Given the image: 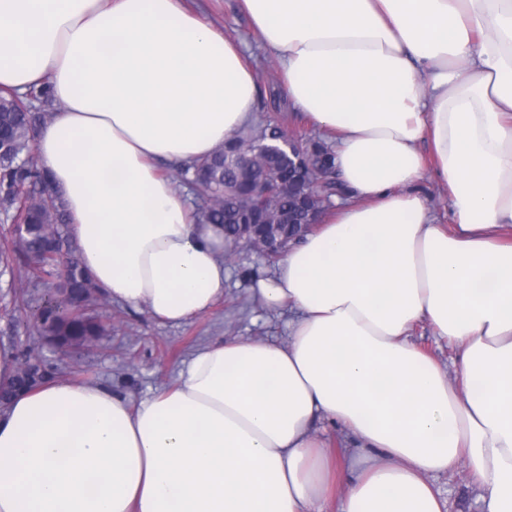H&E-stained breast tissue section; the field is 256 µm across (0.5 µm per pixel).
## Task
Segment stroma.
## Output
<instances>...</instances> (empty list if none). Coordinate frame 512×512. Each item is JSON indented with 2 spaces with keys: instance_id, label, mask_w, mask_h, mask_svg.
I'll return each mask as SVG.
<instances>
[{
  "instance_id": "1",
  "label": "stroma",
  "mask_w": 512,
  "mask_h": 512,
  "mask_svg": "<svg viewBox=\"0 0 512 512\" xmlns=\"http://www.w3.org/2000/svg\"><path fill=\"white\" fill-rule=\"evenodd\" d=\"M188 3L207 14L225 34L250 46L258 75L257 97L281 91V82L266 75L275 62L261 49L240 0ZM225 266L227 288L223 298L210 311L180 325L160 322L146 308L134 309L99 297L98 310L111 324L112 333L93 351L63 358L65 374L74 373L84 381L110 386L135 401L151 391L172 386L182 361L199 345L217 340L287 342L290 312L267 310L254 295L257 278L271 276L274 266L243 246ZM21 293V288L9 287L7 278H0V346L17 354L40 343L29 325L34 308L22 304ZM433 481L448 501V512H487L477 485L466 471L440 474Z\"/></svg>"
}]
</instances>
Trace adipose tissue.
I'll list each match as a JSON object with an SVG mask.
<instances>
[{"mask_svg": "<svg viewBox=\"0 0 512 512\" xmlns=\"http://www.w3.org/2000/svg\"><path fill=\"white\" fill-rule=\"evenodd\" d=\"M184 0H0V90L62 106L35 149L112 301L223 297L224 232L163 163L250 124L242 45ZM348 189L257 291L288 341L205 344L131 403L55 380L0 410V512H443L466 466L512 512V0H242ZM447 190L437 223L420 184ZM428 319L448 369L409 332Z\"/></svg>", "mask_w": 512, "mask_h": 512, "instance_id": "1", "label": "adipose tissue"}]
</instances>
